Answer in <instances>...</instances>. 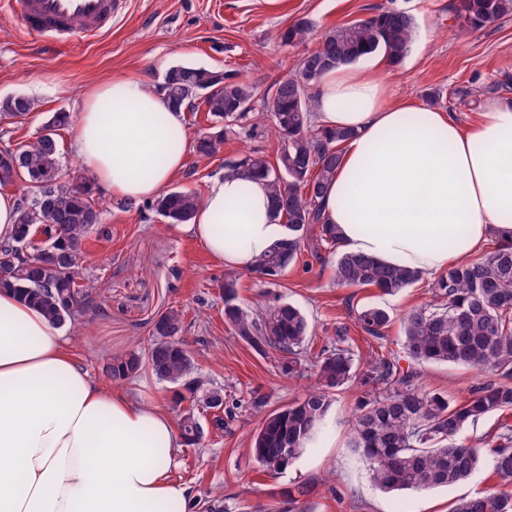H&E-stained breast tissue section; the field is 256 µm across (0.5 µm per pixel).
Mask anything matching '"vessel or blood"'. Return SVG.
Listing matches in <instances>:
<instances>
[{
    "label": "vessel or blood",
    "mask_w": 512,
    "mask_h": 512,
    "mask_svg": "<svg viewBox=\"0 0 512 512\" xmlns=\"http://www.w3.org/2000/svg\"><path fill=\"white\" fill-rule=\"evenodd\" d=\"M123 4L124 0H5L7 12L22 32L55 46L107 31Z\"/></svg>",
    "instance_id": "vessel-or-blood-1"
}]
</instances>
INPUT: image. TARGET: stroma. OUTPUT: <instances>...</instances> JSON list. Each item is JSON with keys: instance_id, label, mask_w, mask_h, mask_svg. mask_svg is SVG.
I'll list each match as a JSON object with an SVG mask.
<instances>
[{"instance_id": "stroma-1", "label": "stroma", "mask_w": 512, "mask_h": 512, "mask_svg": "<svg viewBox=\"0 0 512 512\" xmlns=\"http://www.w3.org/2000/svg\"><path fill=\"white\" fill-rule=\"evenodd\" d=\"M451 0H126L111 29L91 41L74 40L50 50L24 34L19 24L0 11V97L22 94L35 108L21 119H0V149L33 140L55 112L78 116L84 93L105 77L149 74L163 84L174 65L215 68L254 87V110L247 122L226 135L221 150L209 158L194 151L173 180L176 188L206 192L226 163L256 151L276 159L281 143L262 112L276 82L292 73L301 58L317 47L321 33L365 18L378 8H397L415 18L416 36L404 60L396 66L381 62L378 75L396 97L452 113L468 122L487 98L486 86L512 76V16L473 28L448 9ZM308 18L313 29L300 43H282L279 34L296 18ZM469 92L459 103L453 92ZM101 221L110 228L106 239L85 243L83 276L95 289L84 318L62 332L77 363L101 384L111 379L102 367L113 353L132 343L149 347L152 324L163 310L180 309L184 332L200 372L224 389L223 433L209 434L201 445L177 449L174 481L201 498L218 490L229 512L252 507H278L281 494L299 482L316 483L313 512H448L452 499L472 495L496 484L490 466H480L464 483L450 489L384 493L348 453L350 420L363 396L352 386L339 395L329 417L326 439L296 464L274 473L264 471L251 453V441L261 418L250 405V394L268 397L269 410L287 406L315 382L312 372L291 378L282 371L283 358L261 354L242 341L224 322V282L232 278L241 304L261 309L274 297L296 304L306 314L312 334L303 349L314 362L330 347L337 328L359 359L400 351L403 318L431 298L433 275L396 295L378 289L337 286L333 280L336 254L324 250L321 259L303 252L277 284H265L248 272L217 262L205 247L183 233L145 203H123L97 188ZM377 304L392 321L384 339L358 328L356 307ZM419 382L427 389L459 402L479 382L474 371L451 364L417 365ZM120 389L141 402L163 403L169 413L178 407L172 385L151 371L120 382Z\"/></svg>"}]
</instances>
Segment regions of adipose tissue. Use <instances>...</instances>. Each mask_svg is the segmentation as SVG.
<instances>
[{"mask_svg": "<svg viewBox=\"0 0 512 512\" xmlns=\"http://www.w3.org/2000/svg\"><path fill=\"white\" fill-rule=\"evenodd\" d=\"M320 128L352 130L322 200L343 249L427 274L512 240V95L468 123L393 99L375 66L313 90ZM113 198L160 195L183 168L181 111L152 80L94 84L74 133ZM184 230L224 266L250 269L286 235L264 179L218 175ZM184 440L168 410L93 380L61 329L0 288V512H193L171 478Z\"/></svg>", "mask_w": 512, "mask_h": 512, "instance_id": "adipose-tissue-1", "label": "adipose tissue"}]
</instances>
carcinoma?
Segmentation results:
<instances>
[{
    "label": "carcinoma",
    "instance_id": "cac0c4a2",
    "mask_svg": "<svg viewBox=\"0 0 512 512\" xmlns=\"http://www.w3.org/2000/svg\"><path fill=\"white\" fill-rule=\"evenodd\" d=\"M453 9L470 26L480 28L511 15L512 0H459ZM310 28L308 19L298 18L280 38L285 44H296ZM414 36L411 15L382 9L325 32L317 53L301 59L294 73L276 83L266 103L282 141L276 163L252 152L224 166L229 172L266 179L288 228V234L249 269L260 281L281 279L301 257L310 232L331 249L339 244L336 227L325 223L321 200L351 132H311L308 89L313 82L307 80L308 64L318 66L319 77L373 53L398 65ZM163 92L168 104L177 109L191 107L201 98L210 116L226 122L224 128L197 139L194 151L200 157H211L220 150L231 127L249 114L253 98L249 85L220 71L190 65L170 67ZM34 105L24 95L1 97L0 118L24 117ZM69 124V113L55 112L35 140L0 149V186L16 184L22 190L14 233L11 240L0 243V285L61 327L75 324L85 311L87 289L81 283L80 269L89 235H109L94 203L93 181H83L78 189L62 184L58 131ZM200 202L199 193L175 189L155 198L149 207L170 224H189ZM41 226L47 240L36 245L31 237ZM421 278L418 271L346 251L336 257L334 265L337 285L374 287L388 295ZM431 294V301L405 318L404 349L411 361L460 365L499 379L473 386L461 403L451 402L419 385L417 372L402 367L394 356L374 355L366 366H360L340 330L334 346L316 364V386L299 400L266 414L253 435V455L264 470L280 472L299 461L307 445L325 432L335 396L355 383L367 388V396L354 410L349 448L380 490L452 487L467 481L484 462L490 464L500 485L512 484V429L471 444L456 441L467 425L490 414L512 412V242L498 241L483 258L448 267L432 284ZM355 321L369 336L382 339L390 315L385 308L369 304L355 310ZM224 322L255 348H271L288 356L282 366L288 375L303 374L299 355L310 336V325L294 304L279 299L253 312L238 302L235 283L227 280ZM182 336L181 311L169 308L156 316L148 350L115 354L105 370L114 380H127L148 368L158 380L177 387L179 401L190 402L179 414L180 433L187 445L196 446L206 438L197 413L223 405L224 389L199 375ZM315 492L310 482L288 488L282 493L288 507L278 512H307ZM198 504L202 512H227L218 492ZM450 512H512V495L490 489L456 499Z\"/></svg>",
    "mask_w": 512,
    "mask_h": 512
}]
</instances>
